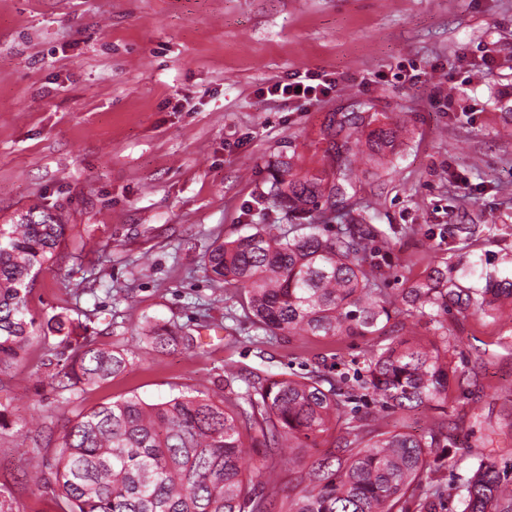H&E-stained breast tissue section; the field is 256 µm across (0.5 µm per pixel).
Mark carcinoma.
Masks as SVG:
<instances>
[{
  "label": "carcinoma",
  "instance_id": "carcinoma-1",
  "mask_svg": "<svg viewBox=\"0 0 512 512\" xmlns=\"http://www.w3.org/2000/svg\"><path fill=\"white\" fill-rule=\"evenodd\" d=\"M400 122L365 135L368 154L383 159L400 145ZM329 176L297 171L282 161L272 176L273 208L288 218L321 205L343 203L355 190L356 154L336 152ZM66 225L49 214L28 212L16 224H0V366L19 362L35 341L60 338L70 351L57 387L77 390L103 384L130 365L128 354L79 340L80 325L64 314L44 322L30 312L35 276L50 269L65 242ZM374 235L359 224L334 234L325 224H254L252 232L213 245L206 271L234 291L254 323L269 336L299 335L367 339L364 374L349 384L334 380L262 378L246 381L224 371L227 394L181 392L149 403L138 396L104 403L66 420L59 449L37 454L32 468L39 484L53 486L62 512H272L274 501L256 494V466L241 431L257 432L265 461L273 465L285 450L308 448L339 430L330 456L312 464L307 485L281 503L285 512H512V467L481 458L462 478L456 497L433 486L455 445L448 434L453 389L471 383L456 364L459 339L441 320L450 309L495 315L512 303V278H487L470 288L437 266L392 296L378 287L371 261ZM427 316L436 334L426 342L387 331L400 311ZM147 344L194 346L191 335L150 323ZM379 397L381 407L412 412L436 406L442 417L416 435L399 429L374 431L342 423L352 391Z\"/></svg>",
  "mask_w": 512,
  "mask_h": 512
}]
</instances>
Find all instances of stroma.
Returning a JSON list of instances; mask_svg holds the SVG:
<instances>
[{"instance_id": "stroma-1", "label": "stroma", "mask_w": 512, "mask_h": 512, "mask_svg": "<svg viewBox=\"0 0 512 512\" xmlns=\"http://www.w3.org/2000/svg\"><path fill=\"white\" fill-rule=\"evenodd\" d=\"M409 65L418 79H392ZM307 69L336 81L319 101L300 108L269 94ZM447 94L455 108L439 111ZM399 113L407 130L394 155L381 166L359 155L355 195L323 206V222L371 225L390 294L437 265L475 288L488 274L512 277V0H0V224L45 210L68 226L35 278L31 312L65 313L131 360L74 392L53 382L57 342L0 367V487L19 512H58L28 465L57 451L59 433H30L31 420L132 395L219 393L228 363L248 377L363 369L365 339L265 336L204 256L277 218L259 198L278 160L332 172L344 116L368 124ZM147 319L182 327L195 349H151ZM445 321L476 375L449 409L457 452L446 489L479 458L512 464V312ZM350 406L348 420L381 429L419 433L438 418L380 413L372 395ZM333 446L326 438L272 469L252 449L256 482L292 499Z\"/></svg>"}]
</instances>
